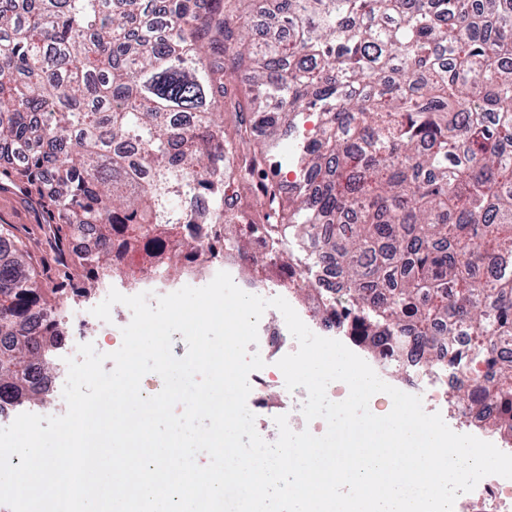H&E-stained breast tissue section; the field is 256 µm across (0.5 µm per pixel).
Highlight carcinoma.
I'll use <instances>...</instances> for the list:
<instances>
[{"label": "carcinoma", "instance_id": "cac0c4a2", "mask_svg": "<svg viewBox=\"0 0 512 512\" xmlns=\"http://www.w3.org/2000/svg\"><path fill=\"white\" fill-rule=\"evenodd\" d=\"M285 39L252 34L249 0H25L0 6V177L44 194L54 223L97 229L71 265L112 276V231L165 277L197 247L175 233L212 203L224 245L257 277L299 240L336 266L340 324L401 369L462 336L451 398L497 406L512 434V0H277ZM248 75L243 96L234 85ZM318 117L283 204L251 145ZM233 129L224 132V115ZM248 192L259 221L224 209ZM0 235V405L40 394L64 306L20 241ZM500 259L491 276L484 256Z\"/></svg>", "mask_w": 512, "mask_h": 512}]
</instances>
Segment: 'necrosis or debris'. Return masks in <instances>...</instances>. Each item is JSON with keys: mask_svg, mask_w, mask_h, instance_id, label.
<instances>
[{"mask_svg": "<svg viewBox=\"0 0 512 512\" xmlns=\"http://www.w3.org/2000/svg\"><path fill=\"white\" fill-rule=\"evenodd\" d=\"M243 260L238 252L224 249V235L220 225L207 224L203 227V238L199 249L187 251L181 255V265L185 272L184 283L198 286L206 281L214 269L222 268L232 271ZM320 281L315 304L304 306L299 316L315 334L340 340L349 349L358 347V340L350 333H343L336 328V313L330 301L334 296L336 270L325 266L318 272ZM64 319L75 328L77 343H93L101 336L120 335L123 327L131 321L130 314L124 313L111 322L89 321L84 310H69ZM259 341L249 344V351L259 352L266 363L265 368L254 371L249 376L251 392L248 407L251 412L277 410L287 415L292 430H309L319 433L325 425L324 419L311 421L301 416L300 409L307 398L305 388L298 387L289 391L285 388L283 377L271 372L270 367L284 355L295 352L297 341L290 334L286 324L273 319H261L259 323ZM455 346L443 344L436 346L434 354L435 367L427 376L432 388L434 410L441 414L445 422H452L456 410L448 404V392L455 384L457 372L448 368L450 358L455 354ZM453 512H512V479L491 475L483 478L471 492L461 494Z\"/></svg>", "mask_w": 512, "mask_h": 512, "instance_id": "obj_1", "label": "necrosis or debris"}]
</instances>
